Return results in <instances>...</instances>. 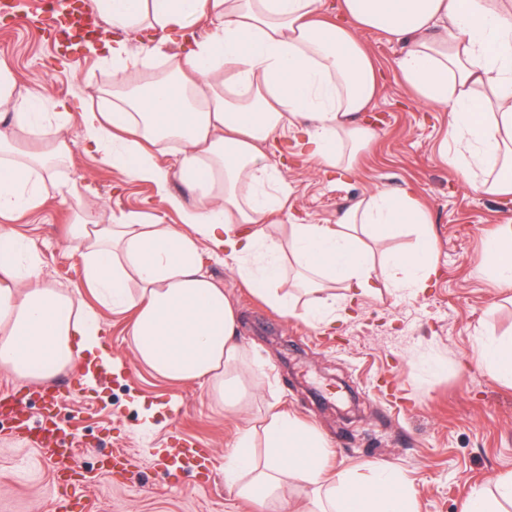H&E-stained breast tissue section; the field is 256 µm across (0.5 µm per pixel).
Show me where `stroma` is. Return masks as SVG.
I'll list each match as a JSON object with an SVG mask.
<instances>
[{
    "label": "stroma",
    "instance_id": "obj_1",
    "mask_svg": "<svg viewBox=\"0 0 512 512\" xmlns=\"http://www.w3.org/2000/svg\"><path fill=\"white\" fill-rule=\"evenodd\" d=\"M357 38L384 74L371 105L383 125L350 173L283 157L288 204L272 221L330 224L354 199L410 189L429 211L436 238L428 288L410 297L376 284L351 314L317 328L282 316L231 264L214 261L212 276L240 309V338L262 364L237 415L224 413L198 385L164 380L139 365L127 315H104L112 354L128 369L124 378L103 371L89 386L62 370L69 389L50 407L39 396L42 382L0 371V394L28 393L33 418L48 415L81 434L69 488L82 495L85 512H307V489L287 488L282 501L263 508L224 483V456L237 427L258 423L273 401L323 433L328 476L371 462L391 466L405 478L416 512H464L473 487L494 486L512 473V386L475 359L483 338L512 336V304L474 273L487 240L500 225L512 224V197L475 191L441 163L450 115L394 77L402 42L380 31L362 30ZM0 60L9 64L16 94H39L45 111L75 96L97 109L112 108L111 62L98 52L64 51L33 17L0 18ZM82 133L81 115L72 113L70 161L51 171L44 202L14 227L37 245L47 282L91 305L82 262L66 241L72 220L67 197H82L107 217L137 213L165 224L179 217L151 183L85 154ZM175 431L209 449L208 482L190 467L157 466L158 449L173 447ZM117 448L133 458L124 475L101 465ZM63 490L36 448L0 432V512H53Z\"/></svg>",
    "mask_w": 512,
    "mask_h": 512
}]
</instances>
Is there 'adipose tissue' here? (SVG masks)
<instances>
[{
	"label": "adipose tissue",
	"instance_id": "1",
	"mask_svg": "<svg viewBox=\"0 0 512 512\" xmlns=\"http://www.w3.org/2000/svg\"><path fill=\"white\" fill-rule=\"evenodd\" d=\"M112 32V110H83V142L112 169L154 185L179 224H145L138 214L103 218L77 205L68 242L81 259L100 308L132 313L135 361L157 375L197 384L229 412L251 391L239 314L210 275L216 257L283 316L317 327L355 308L371 281L415 295L433 268L431 216L410 192L383 190L343 207L332 224H288L270 233L272 213L288 202V184L267 153L287 141L293 154L353 168L373 135L363 114L379 74L357 31L407 41L396 77L418 97L450 108L440 151L444 165L471 188L512 195V0H340L335 20L318 22L323 0H98ZM214 28L197 38L193 22ZM177 38L178 53L160 45L132 53L131 30ZM162 56V73L129 91V72ZM10 68L0 61V102L13 112L0 127V217L37 208L45 176L68 154L69 113L46 117L41 99L15 98ZM36 147L24 150L21 136ZM178 181L183 195L170 189ZM417 237L411 251L375 264L373 250L401 227ZM502 293L512 292V225H502L476 265ZM109 325L98 310L75 314L70 295L51 287L34 242L0 226V370L21 379L118 367ZM477 362L512 384V336L480 344ZM265 458H258L257 447ZM327 442L277 405L259 426L236 430L225 456L224 482L263 503L285 485L311 490L319 512H414L400 474L374 462L366 478L345 469L330 483ZM465 512H512V474L494 489H473Z\"/></svg>",
	"mask_w": 512,
	"mask_h": 512
}]
</instances>
